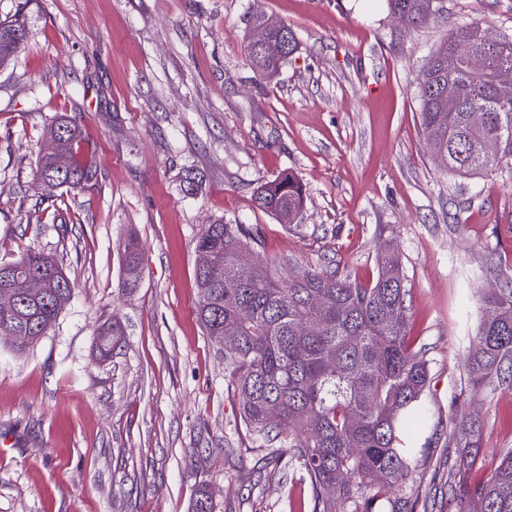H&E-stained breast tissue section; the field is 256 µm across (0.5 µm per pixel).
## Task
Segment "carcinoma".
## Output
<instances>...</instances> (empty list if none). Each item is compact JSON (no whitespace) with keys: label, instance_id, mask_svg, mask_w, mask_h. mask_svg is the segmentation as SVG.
Masks as SVG:
<instances>
[{"label":"carcinoma","instance_id":"1","mask_svg":"<svg viewBox=\"0 0 512 512\" xmlns=\"http://www.w3.org/2000/svg\"><path fill=\"white\" fill-rule=\"evenodd\" d=\"M390 13L406 26L419 27L448 12L447 0H387ZM27 37L25 26L0 21V68L9 65ZM294 32L283 24L270 32L266 47L244 41L253 71L270 77L296 53ZM484 67L475 70L469 55ZM457 94L448 98V81ZM512 80V36L494 44L482 41L480 28L453 26L430 52L419 74L421 127L429 150L444 169L461 176L482 174L505 163L512 166V103L497 98L498 85ZM473 110L485 115L470 120ZM58 150L73 155L81 130L61 119L50 130ZM487 140L498 144V156L482 152ZM35 177L55 178V187L75 188L96 171L69 163L61 172L52 156L38 157ZM257 207L281 224H292L305 203L301 181L291 172L262 184ZM197 310L211 343L224 349L225 378L234 388L240 420L246 430L270 447L289 454L307 487L304 507L311 512H416L419 497H399L412 480L424 449L417 432L429 421L424 392L430 383L424 352L407 336L409 308L399 255L384 249L379 272L370 284L350 279L333 268L309 267L294 274L295 262L270 261L263 242L249 224H207L196 240ZM139 240L122 242L121 291L138 280ZM0 284L12 286L13 313L0 314V339L23 352L55 325L70 301L73 286L53 257L29 251L10 262ZM239 283L225 288L217 280ZM48 284L35 299L26 285ZM124 336L120 323L102 326L95 348L108 356ZM235 341L225 347L226 338ZM477 348L467 358L471 394L512 384V288L482 298ZM468 403L451 415L450 441L455 452L448 464V507L455 512H512V450L491 477L463 495L460 488L476 464L480 424Z\"/></svg>","mask_w":512,"mask_h":512}]
</instances>
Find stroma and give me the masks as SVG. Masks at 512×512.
I'll use <instances>...</instances> for the list:
<instances>
[{"mask_svg": "<svg viewBox=\"0 0 512 512\" xmlns=\"http://www.w3.org/2000/svg\"><path fill=\"white\" fill-rule=\"evenodd\" d=\"M258 8L298 40L271 79L243 50ZM19 12L27 39L0 69V261L42 251L74 290L32 347L0 340V512H191L203 487L212 512H299L295 470L259 469L269 449L243 427L197 318L195 243L220 221L256 227L268 258L361 282L381 248L398 251L410 340L431 373L415 480L430 512H448L451 400L469 389L482 294L512 282V169L446 172L416 79L454 23L512 34V0H448L421 28L387 0H0V20ZM61 116L97 178L52 190L34 171ZM189 169L203 175L193 189ZM284 171L306 190L290 226L255 203ZM131 232L140 277L123 293ZM112 320L125 336L103 360L94 339ZM476 407L471 487L512 449V387Z\"/></svg>", "mask_w": 512, "mask_h": 512, "instance_id": "1", "label": "stroma"}]
</instances>
